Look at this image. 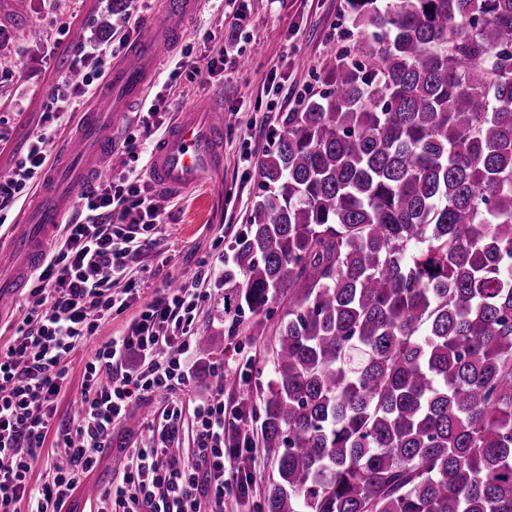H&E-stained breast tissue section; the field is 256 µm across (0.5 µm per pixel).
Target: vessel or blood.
<instances>
[{"label": "vessel or blood", "mask_w": 512, "mask_h": 512, "mask_svg": "<svg viewBox=\"0 0 512 512\" xmlns=\"http://www.w3.org/2000/svg\"><path fill=\"white\" fill-rule=\"evenodd\" d=\"M197 6L198 0H163V23L149 27L131 45L129 57L113 64L105 79L109 96L82 113L77 136L66 145L62 160L44 174L38 204L0 237V268L11 269L0 276V314L24 287L46 242L70 222L77 192L106 177L104 159L116 144L129 104L143 99L155 79V61L174 51L183 37L179 20ZM223 164L224 109L215 99L179 114L154 146L149 176L163 194L176 196L198 187Z\"/></svg>", "instance_id": "obj_1"}]
</instances>
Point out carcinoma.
Segmentation results:
<instances>
[{
	"label": "carcinoma",
	"mask_w": 512,
	"mask_h": 512,
	"mask_svg": "<svg viewBox=\"0 0 512 512\" xmlns=\"http://www.w3.org/2000/svg\"><path fill=\"white\" fill-rule=\"evenodd\" d=\"M344 10L224 265L226 313L288 296L266 512H512V0Z\"/></svg>",
	"instance_id": "1"
}]
</instances>
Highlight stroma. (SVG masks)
<instances>
[{
	"instance_id": "35a3bbf8",
	"label": "stroma",
	"mask_w": 512,
	"mask_h": 512,
	"mask_svg": "<svg viewBox=\"0 0 512 512\" xmlns=\"http://www.w3.org/2000/svg\"><path fill=\"white\" fill-rule=\"evenodd\" d=\"M241 5L250 18L244 29L215 0H201L179 47L159 65L148 91V99L161 100L164 123L210 97L222 100L227 122L223 177L205 179L203 186L167 200L155 246L132 268L141 300H150L163 280L178 285L191 278L215 238L230 241L240 233L259 189L257 161L272 145L271 130L295 110L297 95L322 92L320 75L331 50L362 40L343 14L344 0H241ZM128 14L138 18L143 30L160 19L157 7L142 6L140 0H132L121 14L113 13L112 0H0V178L11 174L21 147L41 134V114L58 83L70 79L77 48L110 52L118 60L125 56L128 48L120 38ZM222 52L235 59V66L207 82L194 78L193 67L206 66ZM287 307L283 296L272 302L270 317L245 313L233 321L224 315L221 294L212 295L195 320L199 335L210 339L194 358L200 376L196 392L213 390L210 376L217 367L248 360L268 365L275 319ZM159 408L155 400L131 405L110 451L61 512H83L85 502L123 474L145 413ZM244 431L253 446L235 464L251 474V491L239 500L233 488H226L224 512H265L275 459L261 443L258 423Z\"/></svg>"
}]
</instances>
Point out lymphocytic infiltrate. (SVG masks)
Instances as JSON below:
<instances>
[{
	"label": "lymphocytic infiltrate",
	"mask_w": 512,
	"mask_h": 512,
	"mask_svg": "<svg viewBox=\"0 0 512 512\" xmlns=\"http://www.w3.org/2000/svg\"><path fill=\"white\" fill-rule=\"evenodd\" d=\"M81 85H58L45 123L62 126L61 105L88 92L109 67L100 53L78 50ZM52 134L28 143L11 175L0 180V214L25 189L38 184L49 163ZM145 168H131L79 198L77 218L64 225L32 274L27 314L17 337L0 347V512L60 507L110 449L134 400L159 394L163 406L147 422L148 436L128 452L122 477L101 493L90 512H224V460L251 447L236 432L242 406L224 403L223 387L198 395L190 362L195 318L219 282L223 265L201 260L192 283L156 289L140 302L126 334L95 349L84 364L82 393L72 422L55 426L56 400L66 390L69 365L94 336L103 317L123 313L138 300L130 271L164 213L145 182ZM135 367H128L129 358ZM194 417V452L175 455L184 435V412ZM66 450V464L52 463L42 486L30 483L47 438Z\"/></svg>",
	"instance_id": "f902f5d3"
}]
</instances>
